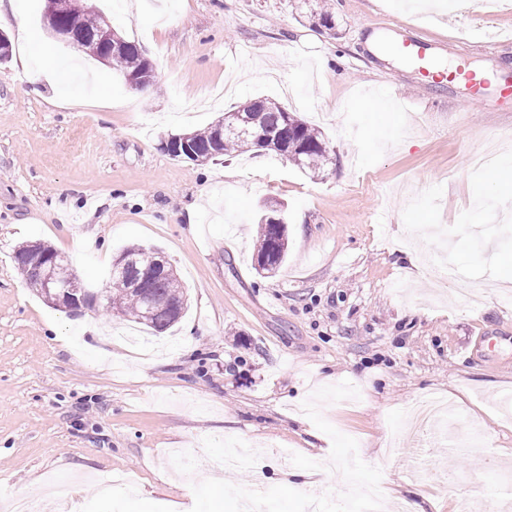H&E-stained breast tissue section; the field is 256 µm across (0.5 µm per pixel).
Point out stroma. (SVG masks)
Here are the masks:
<instances>
[{
  "label": "stroma",
  "instance_id": "obj_1",
  "mask_svg": "<svg viewBox=\"0 0 512 512\" xmlns=\"http://www.w3.org/2000/svg\"><path fill=\"white\" fill-rule=\"evenodd\" d=\"M13 2L0 0V512L23 493L48 512L59 484L71 512H236L250 492L271 512H356L367 484L384 488L379 512H512V410L497 404L512 395V283L491 278L512 248V183L471 172L476 153L512 148V8L310 0L329 4L331 32L299 0H90L154 66L137 100L48 36L42 0ZM422 34L438 60L486 75L482 98L405 62ZM34 45L50 68L29 64ZM259 97L323 132L322 175L272 151L199 165L162 150ZM360 97L390 109L342 110ZM271 201L287 209L288 252L265 277L253 255ZM30 242L92 291L123 249L160 248L188 309L159 336L102 308L71 316L18 273ZM417 250L445 255L454 278L419 275ZM432 394L466 422L434 439L417 479L405 429ZM228 440L256 451L213 491L190 461L220 459Z\"/></svg>",
  "mask_w": 512,
  "mask_h": 512
}]
</instances>
